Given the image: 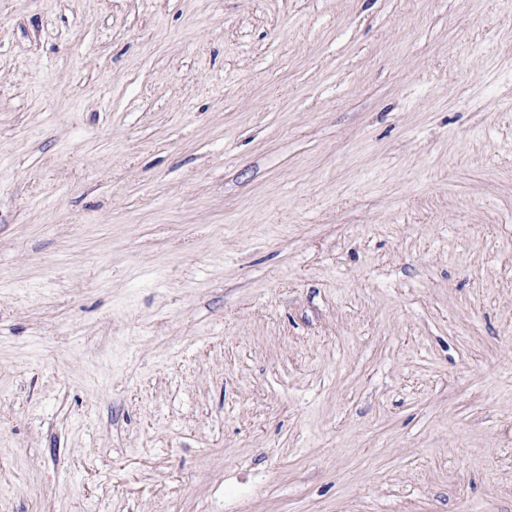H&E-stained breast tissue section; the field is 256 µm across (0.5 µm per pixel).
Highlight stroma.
I'll use <instances>...</instances> for the list:
<instances>
[{
  "label": "stroma",
  "instance_id": "stroma-1",
  "mask_svg": "<svg viewBox=\"0 0 512 512\" xmlns=\"http://www.w3.org/2000/svg\"><path fill=\"white\" fill-rule=\"evenodd\" d=\"M0 512H512V0H0Z\"/></svg>",
  "mask_w": 512,
  "mask_h": 512
}]
</instances>
